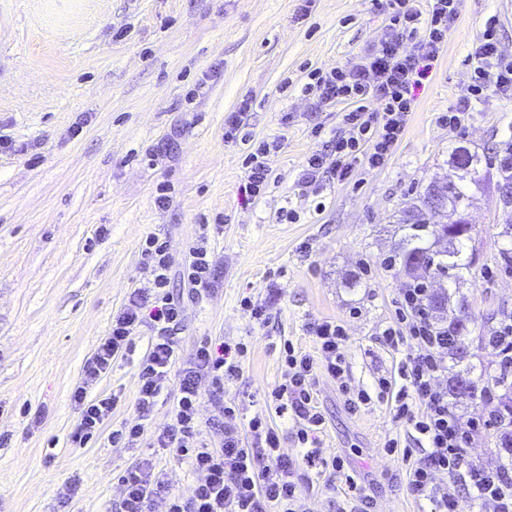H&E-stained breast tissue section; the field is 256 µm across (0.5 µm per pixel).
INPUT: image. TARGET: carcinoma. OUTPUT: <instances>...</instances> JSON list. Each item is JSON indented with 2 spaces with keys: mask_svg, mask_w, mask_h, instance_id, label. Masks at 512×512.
I'll return each mask as SVG.
<instances>
[{
  "mask_svg": "<svg viewBox=\"0 0 512 512\" xmlns=\"http://www.w3.org/2000/svg\"><path fill=\"white\" fill-rule=\"evenodd\" d=\"M448 164L459 171L455 182L432 180L413 202L399 211L395 223L401 225L403 235L394 252L406 275L426 282L428 278H444L448 286H457L472 273L474 254L469 247L473 226L467 219V210L474 196L484 190L486 173L490 169L486 155L465 146L453 148ZM498 196L505 206L512 205V175L501 169L496 184ZM440 199L448 213V223L431 222V199ZM448 319L456 327L451 350L452 358L461 363L469 357L467 327L463 319L450 313ZM495 379L473 376V367L455 372L448 379V393L457 399H471L476 393L486 394ZM500 405L509 411L508 417L496 423L501 439L512 441V392L501 398Z\"/></svg>",
  "mask_w": 512,
  "mask_h": 512,
  "instance_id": "1",
  "label": "carcinoma"
}]
</instances>
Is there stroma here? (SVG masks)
Listing matches in <instances>:
<instances>
[{
  "label": "stroma",
  "mask_w": 512,
  "mask_h": 512,
  "mask_svg": "<svg viewBox=\"0 0 512 512\" xmlns=\"http://www.w3.org/2000/svg\"><path fill=\"white\" fill-rule=\"evenodd\" d=\"M492 16L512 56V0H462L389 162L357 168L316 196L298 175L340 133L342 107L309 111L307 72L352 65L376 45L389 23L386 0H0V140L10 142L0 147V512H115L119 476L145 458L170 493L200 480L187 457L154 447L172 421V399L154 407L136 445L112 441L113 429L137 417L147 327L87 390L115 396L111 418L84 447L72 442L80 420L72 393L84 365L113 316L153 279L141 253L146 237L166 241L180 262L207 227L217 278L186 300L177 353L189 358L207 339L248 342L242 375L224 397L239 403L240 425L258 412L271 419L285 451L292 434L267 394L281 378L285 341L313 350L307 322L344 324L354 384L396 374L405 353L381 333L395 322L407 276L384 268L402 236L390 218L430 181L455 178L453 147L496 163L512 138V99L491 88L462 128L441 121L465 93L475 41ZM245 99L249 142H225L224 120ZM274 138L269 187L244 203V158ZM160 184L171 188L165 209L155 204ZM284 206L297 223L280 221ZM468 216L476 261L459 295L468 304L469 361L493 374L498 358L487 339L512 316L500 235L512 207L489 189ZM352 275L360 287H347ZM246 297L265 308L266 322L242 307ZM316 390L323 450L343 458L370 512H427L400 454L419 443L389 405L350 411L324 377ZM390 438L399 453H385ZM342 475L304 482L310 512H334Z\"/></svg>",
  "instance_id": "35a3bbf8"
}]
</instances>
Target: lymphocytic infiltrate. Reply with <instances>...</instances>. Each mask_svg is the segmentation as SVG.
Here are the masks:
<instances>
[{
    "label": "lymphocytic infiltrate",
    "instance_id": "obj_1",
    "mask_svg": "<svg viewBox=\"0 0 512 512\" xmlns=\"http://www.w3.org/2000/svg\"><path fill=\"white\" fill-rule=\"evenodd\" d=\"M389 25L379 46L368 49L352 66H338L308 74L304 92L311 111L330 103L344 104V131L313 151L299 175L305 190L318 192L327 181L350 178L358 160L368 169L383 167L405 134L415 106V92L427 79L448 43L461 9V0H388ZM415 49H407L408 41ZM472 82L452 115L450 124L465 120L473 100L486 87H494L504 98H512V58L505 57L496 36L495 20H488L476 41ZM152 263V295L137 292L127 306L112 319L108 336L102 339L84 366V384L75 388L73 399L81 419L73 436L75 443L89 439L116 406L112 396L88 398L86 386L112 368L114 360L127 350L142 325L153 330L147 357L139 367L136 420L113 431L116 440L135 442L143 434L145 422L169 386L178 396L173 422L157 437L159 448L189 457L201 479L187 493L168 494L156 479L151 461L144 460L127 469L120 478L122 498L117 512H148L159 497L167 501V512H307L302 480L307 473L327 469L342 470L338 458L324 455L320 435L325 417L314 395L319 377L335 382L350 411L356 412L373 401L394 405V417L417 434L421 455L408 472L410 491L427 500L430 512H461L463 497L478 501L480 512H512V474L487 469L471 455L475 439L489 427L486 419L460 422L448 391L436 382L444 368L454 336L453 326L433 318L427 307V289L419 282L401 291L397 325L384 329L386 345L409 351L397 376H379L374 390L352 384L345 355L347 336L342 324L331 320L310 321L317 355L285 343L281 356L280 382L271 391L277 415L291 420L294 440L302 452L291 455L281 446L278 430L266 416L254 415L247 431H240L236 402L225 403L224 435L218 447L197 445L200 433L201 385L223 391L236 380L247 355L246 343L216 348L201 343L186 361L177 359L175 335L185 318L183 298L169 292L173 258L157 239L145 241L143 250ZM446 483H437V476Z\"/></svg>",
    "mask_w": 512,
    "mask_h": 512
}]
</instances>
